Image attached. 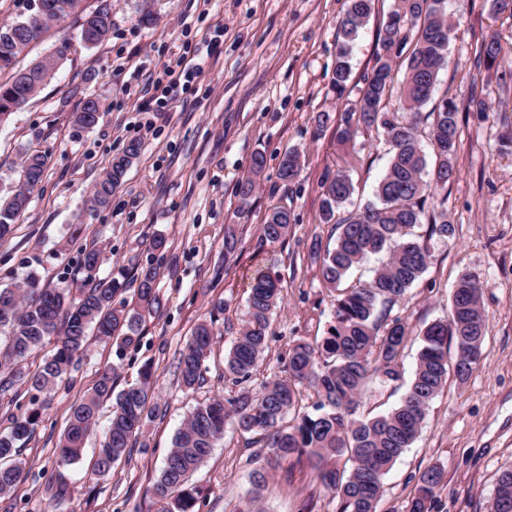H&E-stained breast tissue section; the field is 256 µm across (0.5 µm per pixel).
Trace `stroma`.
Returning a JSON list of instances; mask_svg holds the SVG:
<instances>
[{
    "instance_id": "1",
    "label": "stroma",
    "mask_w": 512,
    "mask_h": 512,
    "mask_svg": "<svg viewBox=\"0 0 512 512\" xmlns=\"http://www.w3.org/2000/svg\"><path fill=\"white\" fill-rule=\"evenodd\" d=\"M112 34L103 44L78 43L82 14L98 0H82L78 14L44 32L17 62L74 41L55 79L21 111L0 124V191L17 185L27 151L46 153L44 180L31 194L11 235L0 239V288L21 284L34 269L44 282L79 293L82 246L102 251L101 275L133 273L154 263L163 307L148 316L137 346L91 342L70 381L52 394L35 435L21 457L28 474L14 494L0 498V512H161L149 493L178 428L195 406L237 391L224 378V355L245 318L250 283L260 270L281 276L282 301L270 320L269 348L250 390L281 369L288 347L320 337L331 325L335 294L323 288L318 264L307 252L312 238L334 245L337 233L319 219L321 183L336 172L349 176L354 192L341 209L349 214L374 202V189L388 162L376 130L358 129L339 142L333 126L317 130L315 115L335 121L353 109L378 50V29L395 0H374L373 12L351 52V75L337 95V22L347 0H152L154 26L139 22L137 0H110ZM454 36L448 65L439 74L435 99L464 103L478 88L485 111L459 116L457 174L430 195L427 210L446 209L453 233L428 237L431 260L421 280L393 312L409 328L401 359L412 374L417 336L447 318L450 294L460 274L473 275L487 316L482 357L467 381L449 379L431 402L413 445L386 475L379 512H408L417 477L430 466L443 482L429 512H486L504 469L512 467V60L488 70L474 67L481 42L496 35L512 43V21L495 17L490 0H448ZM223 27L217 46L209 41ZM194 51L204 73L191 94L168 111L153 109L166 63ZM102 107L89 129L73 125L82 97ZM142 144L111 205L91 212L87 200L113 157L129 141ZM301 153L298 181L283 187L278 175L285 151ZM266 156L249 213L239 214L236 189L254 152ZM288 204L292 233L285 243L260 238L267 211ZM82 223L79 242L69 227ZM238 239L224 254V233ZM164 235V252L151 250ZM211 321L212 352L205 381L184 389L176 372L178 352L202 321ZM156 376L159 405L144 428L143 445L117 462L107 477L93 473L95 452L108 426L112 404L104 402L82 458L60 466L54 449L72 405L93 388L99 368H116L117 387L135 382L144 365ZM245 439L226 427L223 440L192 475L205 505L202 512H240L250 474L265 469L263 512H336L337 502L306 464L279 465L270 454L252 458Z\"/></svg>"
}]
</instances>
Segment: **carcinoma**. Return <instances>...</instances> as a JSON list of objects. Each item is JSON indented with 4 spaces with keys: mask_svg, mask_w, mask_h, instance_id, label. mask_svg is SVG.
I'll return each instance as SVG.
<instances>
[{
    "mask_svg": "<svg viewBox=\"0 0 512 512\" xmlns=\"http://www.w3.org/2000/svg\"><path fill=\"white\" fill-rule=\"evenodd\" d=\"M51 9L38 27L76 13L81 0H48ZM447 0H397L389 20L379 30V52L371 76L367 77L343 126L337 127L341 140L354 135L351 119L366 129L382 130L391 154L375 195L378 203L368 205L345 218L337 217L351 197V180L342 173L326 178L321 185L320 223L338 230L336 245L322 247L315 237L309 257L319 262L323 287L340 290L332 313V332L311 340L299 339L290 345L283 372L261 384L259 391L248 389L231 397H214L198 404L172 439L164 467L150 492L164 503L162 512H195L199 491L188 478L224 438L228 423L242 434L248 448H266L278 461L307 459L320 484L338 499L337 512H377L383 479L403 452L411 447L426 420L430 402L445 388L448 376L463 382L478 365L486 333V313L480 302L476 279L460 275L450 303L447 320H436L419 333L421 348L413 377L400 403L374 416L359 412L366 385L376 381L385 386L402 380L401 356L408 328L398 318H389L394 305L420 280L427 270L430 253L414 233L425 214L430 190L448 184L456 174L458 114L484 112L485 104L471 93L467 104L458 107L445 99L433 108L428 139L436 156L432 170L422 145L423 109L431 101L440 71L447 64L453 27L447 20ZM373 10L372 0H349L337 26L335 88L344 94L351 75V47ZM28 19L0 25V114L20 103L27 104L55 77L62 64L63 44L50 54L34 59L24 70L14 71L18 57L34 41L25 23ZM94 29L93 45L112 34V5L100 0L97 8L82 17L80 29ZM512 55L496 37L481 42L474 65L488 68ZM404 66V78L394 89L393 67ZM397 96L398 107L386 109V100ZM100 102L93 97L81 101L74 122L91 128L100 117ZM141 152V144L129 142L113 158L109 170L96 184L89 207H108L112 191ZM48 158L33 151L24 156L20 180L0 194V238L12 230L18 215L29 203L30 193L42 182ZM266 165L256 152L248 173L237 185L238 213L251 205L257 179ZM300 153L294 148L282 156L278 176L285 185L300 176ZM293 215L285 206L270 210L261 225V240L284 241L292 231ZM429 235L446 238L452 234L448 211L441 210L428 225ZM84 288L78 298L70 288H48L41 284L37 270H30L18 288L0 289V395L15 382L24 380L32 399L51 392L63 381L77 358L87 348L90 331L101 340L122 346L139 341L145 317L161 306L157 292V267L146 263L133 274L137 288L131 307H112L113 298L123 290L116 277H97L101 250H81ZM381 260L366 283L347 288L342 281L371 257ZM282 300L279 275L262 273L255 277L246 302L244 323L224 356V378L236 385L250 381L269 343L272 313ZM212 326L203 321L179 351L177 372L184 387L193 389L204 381L203 366L211 353ZM54 343L53 352L43 358L37 370L25 374L16 366L35 350ZM454 355L448 356V346ZM115 370L103 367L92 393L71 409L68 426L56 449L57 462L70 464L80 459L101 406L113 400L112 416L101 441L95 474L106 476L114 463L128 456L133 441L142 433L145 420L156 410V380L151 368L140 379L120 391L114 387ZM312 389L318 401L308 411L302 405V389ZM37 409L10 415L11 426L0 432V496L9 494L20 482L24 462L22 446L34 435L40 422ZM442 481L437 466L424 469L417 478L409 512H427V503ZM487 512H512V468L497 479L495 496Z\"/></svg>",
    "mask_w": 512,
    "mask_h": 512,
    "instance_id": "carcinoma-1",
    "label": "carcinoma"
}]
</instances>
